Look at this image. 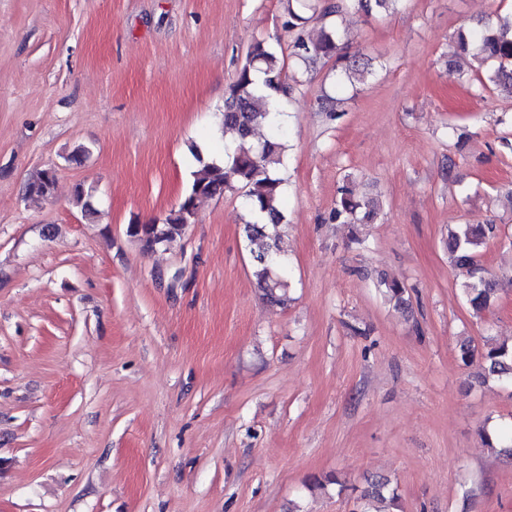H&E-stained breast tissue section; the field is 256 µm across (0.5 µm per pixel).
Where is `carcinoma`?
<instances>
[{
  "label": "carcinoma",
  "mask_w": 512,
  "mask_h": 512,
  "mask_svg": "<svg viewBox=\"0 0 512 512\" xmlns=\"http://www.w3.org/2000/svg\"><path fill=\"white\" fill-rule=\"evenodd\" d=\"M399 2L401 0H332L322 6L318 0H286L284 28L294 33L290 57L304 67L334 57L340 63V78L350 82L362 80L367 62L360 55L342 52L337 31L322 26L317 36L310 37L303 34V29L311 21L339 15L350 8L386 13L397 9ZM456 39L459 54L473 57L484 68L486 79L480 81L481 89L503 87L512 91V14L498 17L494 25L484 22L467 33L461 30ZM289 91L284 61L266 42H255L245 63L237 69L224 102L222 129L236 140L227 159L203 164L195 172L178 207L163 221L136 222L128 226L130 236L139 241L143 249L153 251L194 223L206 201L223 195L226 190L244 189L247 205L258 218V222L244 225L252 255V276L263 298L282 307L288 305L289 283L288 262L279 247L284 220V180L279 175V166L285 151L281 98ZM261 128L268 129L269 135H258ZM56 181L57 176L44 169L28 182L26 192L49 198ZM375 216L369 203L354 195L348 186L339 188L332 209L334 220L358 224ZM500 233L495 224H462L448 235V258L453 267L466 272L468 280L463 285V294L473 312L479 315L496 303L498 288L479 263L478 249L487 240L500 238ZM378 287L384 289L396 307L407 308L404 283L382 278ZM456 358L466 367L481 363L484 379L512 384V344L491 341L480 350L465 338L457 344ZM386 500L395 502L397 494L387 478L376 477L368 481L362 491L358 512H372V502Z\"/></svg>",
  "instance_id": "1"
}]
</instances>
